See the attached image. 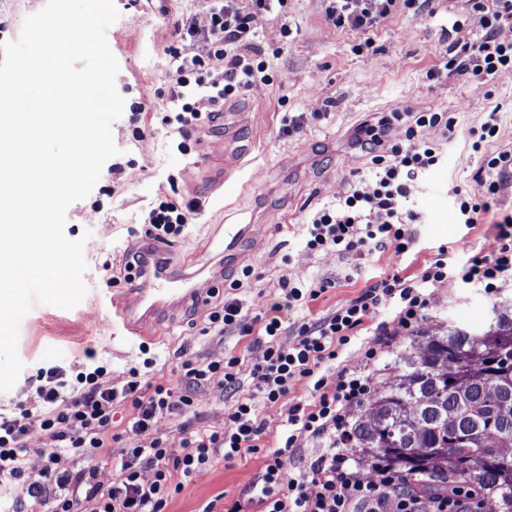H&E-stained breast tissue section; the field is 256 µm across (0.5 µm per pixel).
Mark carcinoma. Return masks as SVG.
<instances>
[{
	"mask_svg": "<svg viewBox=\"0 0 512 512\" xmlns=\"http://www.w3.org/2000/svg\"><path fill=\"white\" fill-rule=\"evenodd\" d=\"M416 337L427 354L397 355L401 373L372 393V424L352 423V447L422 477L427 493L479 487L497 512H512V465L493 455L512 448V304L493 306L482 330Z\"/></svg>",
	"mask_w": 512,
	"mask_h": 512,
	"instance_id": "obj_1",
	"label": "carcinoma"
}]
</instances>
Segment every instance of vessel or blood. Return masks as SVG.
Returning a JSON list of instances; mask_svg holds the SVG:
<instances>
[{
    "mask_svg": "<svg viewBox=\"0 0 512 512\" xmlns=\"http://www.w3.org/2000/svg\"><path fill=\"white\" fill-rule=\"evenodd\" d=\"M132 291L140 300L139 306L130 307L123 298L113 297L112 315L105 321L107 328H122L132 339L149 338L153 327L178 303L206 300L205 295L193 287L190 274L168 270L146 276L134 284Z\"/></svg>",
    "mask_w": 512,
    "mask_h": 512,
    "instance_id": "1",
    "label": "vessel or blood"
}]
</instances>
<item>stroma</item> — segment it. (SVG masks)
Returning a JSON list of instances; mask_svg holds the SVG:
<instances>
[{
  "label": "stroma",
  "mask_w": 512,
  "mask_h": 512,
  "mask_svg": "<svg viewBox=\"0 0 512 512\" xmlns=\"http://www.w3.org/2000/svg\"><path fill=\"white\" fill-rule=\"evenodd\" d=\"M119 19L108 29L109 47L119 63L118 92L125 99L122 116L113 122L112 134L119 150L121 171L103 170L90 195L67 210L66 234L86 237L83 275L86 293L74 308L65 310L35 304L20 324L17 352L23 369L15 386L0 392V412L16 404L38 408L32 380L38 369L58 366L68 374L106 366L109 386L121 385L129 367L152 358L147 378L154 383L175 380L178 363L192 358L204 363L231 354L242 357L241 379L263 357L252 337L219 336L208 329L217 300L212 292L240 277L242 268L253 275L234 295L244 312L256 315L283 302V280L328 281L317 300L283 312L281 341L292 345L298 326L333 312L370 288L382 273L416 278L432 260L438 247L448 249L454 262L463 263L489 254L497 228L492 222L461 224L452 216L454 190L475 188L480 165L468 141L470 127L479 125L487 112L498 110L500 137L497 147L512 146V71L500 72L490 84L454 76L436 84L426 78L438 64L449 42L469 40L470 28L443 32L441 18L406 12L387 20L377 33L378 52L355 55L352 34L336 30L326 21L321 0H288L286 15L263 14L255 22V44L268 53L271 81L257 84L229 100L230 115L216 128L195 135L190 154H182L179 139L161 119L170 108L171 83L167 47L182 53L196 49L180 40L177 22L194 19L205 26L210 0H115ZM142 106L151 124L142 139H135L133 108ZM418 111L445 112L456 119L455 133L443 138L440 129L425 132L428 140L442 142L446 161L419 181L413 199L427 215L422 224L410 225L411 251L396 255L393 248L374 255L311 252L303 245V226L321 203L343 193L354 176L367 173L369 157L356 144L357 127L403 106ZM302 112L299 133L283 136L285 115ZM245 183V190L227 196L206 194V183L225 170ZM176 178L182 194L198 198L201 207L185 233L162 246L171 270L194 274L195 286L210 295L206 306L186 301L156 327L154 339L133 340L121 330L98 331L97 324L111 311L108 276H122L123 254L138 247L144 217L159 195L169 192ZM247 224L251 235L233 257L224 255V227ZM512 303V288L490 296L474 284L452 283L433 289L420 328L437 333L457 323L483 328L492 305ZM395 305L386 302L365 329L337 350L328 374L362 370L363 353L380 326L391 324ZM312 399L309 380L294 381L287 397L261 407L266 423L265 449L210 467L185 481L169 500L166 512H202L217 497H237L262 471L267 451L283 447L288 434V409ZM233 404L214 388L199 391L195 409L183 418L161 416L152 429L132 431L130 409L120 406L114 424L124 440L149 444L160 435L175 436L179 423L191 428L220 430Z\"/></svg>",
  "instance_id": "1"
}]
</instances>
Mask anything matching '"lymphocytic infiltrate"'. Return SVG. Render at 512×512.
<instances>
[{"label": "lymphocytic infiltrate", "instance_id": "lymphocytic-infiltrate-1", "mask_svg": "<svg viewBox=\"0 0 512 512\" xmlns=\"http://www.w3.org/2000/svg\"><path fill=\"white\" fill-rule=\"evenodd\" d=\"M205 27L185 22L181 36L198 47L193 55L171 51V99L176 113L164 123L180 138L178 148L190 153L192 134L198 127L214 126L222 119L226 100L259 83H268V64L253 51L254 22L264 13L286 8L288 0H211ZM327 22L356 36L355 54L369 57L377 50L375 34L383 23L412 11L436 16L440 0H323ZM472 27L475 36L449 44L439 63L429 69L430 80L440 82L465 75L489 82L499 72L512 70V41L502 38L512 28V0H462L454 13L453 29ZM220 80H212L213 71ZM405 123L404 140L393 139L394 124ZM453 117L444 112H416L411 107L368 121L359 128V146L371 159L366 177L354 180L335 201L312 212L303 234L305 248L373 254L385 247L413 244L408 227L422 216L410 203L411 190L424 174L440 166L445 157L439 144L423 140L431 127L451 131ZM472 148L481 154L478 190L457 193L454 209L462 223H480L493 204L512 187V147L489 150L497 140L496 114L470 131ZM418 148H408V141ZM198 201L184 200L178 189L160 196L147 212L140 235L165 244L181 236ZM495 249L480 258L458 265L447 251L437 257L413 284L392 275L376 282L356 300L313 322L302 323L297 341L280 343L284 328L280 316L270 312L248 318L238 299L228 297L210 314V326L221 335L255 336L263 345L261 362L250 371V384H243L240 359L231 355L221 361L201 363L183 359L176 382L151 383L139 368L128 371L120 386L103 387L105 367L79 373L68 381L60 367L40 370L36 392L41 405L31 410L17 405L12 416L0 415V479L22 481L32 450L26 438L32 427L47 432L57 443L43 457L39 484L24 486L9 506L10 512H164L170 497L181 491L191 477L216 458L232 461L258 453L265 433L259 404H274L285 398L290 385L301 378L313 382L314 401L289 408L290 427L319 441L321 452L296 477L285 478L284 449L268 452L264 470L237 498L224 502V512H464L477 503L476 488H458L452 495L420 498L400 493L405 484L393 467L367 462L348 446L350 422L346 409L363 402L372 392V374L341 373L329 377L323 369L335 360L336 348L348 344L375 310L398 300L396 321L411 329L428 306L432 288L454 280L479 284L486 293L512 286V211L496 220ZM212 386L235 394L222 430L180 427L181 438L171 443L160 436L149 444L123 445L116 474L110 485L97 479L92 461L109 456L111 446L121 443L115 432L113 411L130 408L132 429L146 431L162 415H182L195 406L199 389ZM180 452H173V445ZM84 459L85 468L73 471L71 463Z\"/></svg>", "mask_w": 512, "mask_h": 512}]
</instances>
